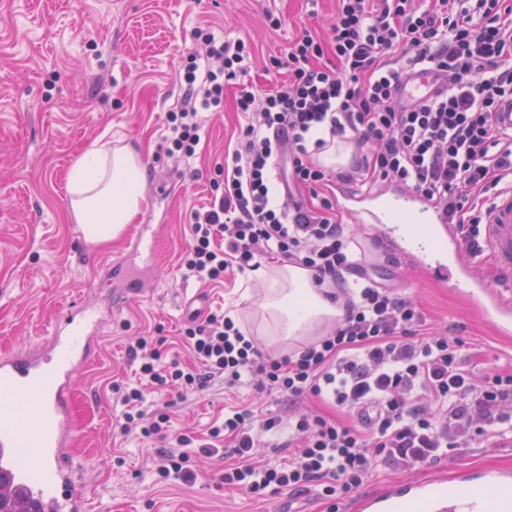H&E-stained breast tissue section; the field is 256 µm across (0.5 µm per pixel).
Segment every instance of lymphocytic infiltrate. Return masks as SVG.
<instances>
[{"label": "lymphocytic infiltrate", "mask_w": 512, "mask_h": 512, "mask_svg": "<svg viewBox=\"0 0 512 512\" xmlns=\"http://www.w3.org/2000/svg\"><path fill=\"white\" fill-rule=\"evenodd\" d=\"M206 47L179 75L182 102L166 115V154L195 156L204 113L224 105L225 82L247 75L243 40L196 29ZM288 82L256 98L241 90L244 122L224 152V189L194 213L181 258L184 278L221 282L280 256L307 269L315 287L356 278L344 315L326 335L277 358L265 355L226 315L192 317L181 330L190 362L166 357L152 337L128 348L139 383L121 394L125 425L163 443L159 481L195 484L192 456H233L221 484L253 497L318 486L325 512L364 486L378 465L412 471L450 459L480 441L512 437V373L476 374L460 340L427 331L416 302L372 279L328 200L307 202L300 187L330 179L366 190L393 182L446 213L473 256L482 253L478 199L512 181V131L494 114L512 99V8L504 0H337L326 36L303 31L271 60ZM431 72L442 83L405 104L406 79ZM360 151L350 169L329 173L315 157L330 141ZM251 381L258 400L313 397L337 412H364L354 425L310 410L244 408L225 414L207 436L173 428L147 412L150 390L185 399L212 381ZM287 434L288 457L256 465L264 437Z\"/></svg>", "instance_id": "lymphocytic-infiltrate-1"}]
</instances>
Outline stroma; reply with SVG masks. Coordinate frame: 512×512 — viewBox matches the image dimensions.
Instances as JSON below:
<instances>
[{
  "label": "stroma",
  "mask_w": 512,
  "mask_h": 512,
  "mask_svg": "<svg viewBox=\"0 0 512 512\" xmlns=\"http://www.w3.org/2000/svg\"><path fill=\"white\" fill-rule=\"evenodd\" d=\"M279 16L268 27L266 12ZM336 0H0V355L41 346L68 306L90 301L107 309L97 360L74 375L76 429L72 457L93 512H319L314 490L251 499L219 483L222 462L201 458L191 486L158 483L157 443L138 431L122 433L114 384L138 381L126 357L136 336L164 338L174 353L184 322L224 310L267 354L280 356L300 340L275 341L274 325L259 306L270 283L254 272L220 285L183 280L179 258L190 241L195 210L224 186V148L240 131L235 99L241 86L256 96L287 81L266 72L308 25L327 30ZM243 39L253 64L243 85L224 91V107L208 113L192 166L160 151L165 114L180 99L178 75L200 50L199 28ZM122 142L142 156L147 179L142 213L120 240L87 241L69 219L68 179L77 157L100 139ZM340 221L370 272L423 309L430 327L463 342L477 371L512 370V337L498 336L489 315L460 289L422 275L398 257L365 217ZM144 240L152 265L139 299H122L121 272L137 269ZM249 385L225 388L216 380L187 399L166 405L148 395L146 410L167 408L173 424L206 432L225 409L251 403ZM467 466L512 469V443L476 442L438 464L452 473Z\"/></svg>",
  "instance_id": "1"
}]
</instances>
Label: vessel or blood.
Here are the masks:
<instances>
[{
  "mask_svg": "<svg viewBox=\"0 0 512 512\" xmlns=\"http://www.w3.org/2000/svg\"><path fill=\"white\" fill-rule=\"evenodd\" d=\"M336 202L369 223L419 270L462 289L480 309L494 313L497 333L512 335V184L485 209V254L499 276L489 285L467 258L463 238L444 211L423 195L389 187L376 193L336 188ZM100 313L69 309L36 352L0 358V480L33 512H87L71 468L75 431L72 376L96 358ZM358 512H512V470L391 483L363 495Z\"/></svg>",
  "mask_w": 512,
  "mask_h": 512,
  "instance_id": "b4317fda",
  "label": "vessel or blood"
}]
</instances>
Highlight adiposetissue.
Here are the masks:
<instances>
[{
	"label": "adipose tissue",
	"mask_w": 512,
	"mask_h": 512,
	"mask_svg": "<svg viewBox=\"0 0 512 512\" xmlns=\"http://www.w3.org/2000/svg\"><path fill=\"white\" fill-rule=\"evenodd\" d=\"M145 182L142 156L129 146L98 143L82 153L72 168L70 214L85 239L98 244L119 239L142 211ZM278 273L285 287L263 309L284 319L287 335L342 317V309L313 286L307 270L288 263Z\"/></svg>",
	"instance_id": "adipose-tissue-1"
}]
</instances>
